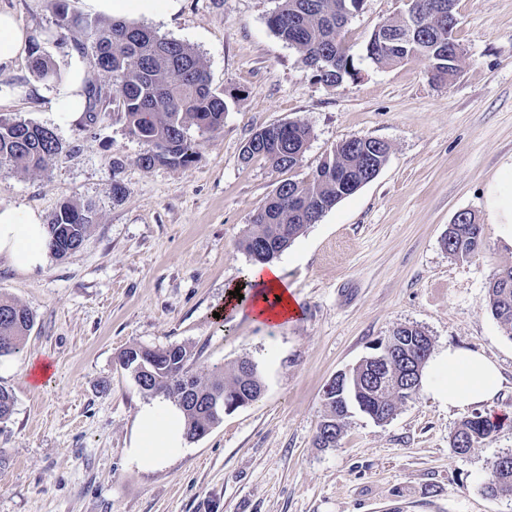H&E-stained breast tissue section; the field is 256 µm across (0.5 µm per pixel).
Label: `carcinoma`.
I'll return each mask as SVG.
<instances>
[{"label": "carcinoma", "mask_w": 512, "mask_h": 512, "mask_svg": "<svg viewBox=\"0 0 512 512\" xmlns=\"http://www.w3.org/2000/svg\"><path fill=\"white\" fill-rule=\"evenodd\" d=\"M361 0H278L268 19L274 34L301 54L305 65H314L315 77L327 86H338L357 76L353 55L346 42L347 14L359 8ZM93 37L92 51L100 56L99 72L112 77V103L123 114L128 133L146 146L139 156L145 170L157 165L186 167L198 154V143L188 131L196 127L202 133H214L224 127L228 103L224 91L212 86L208 70L199 53L190 45L157 35L149 28L125 20L109 23L95 21L85 24ZM455 42L437 43V36L421 30L406 43L400 58L384 51L371 60L380 66L400 64L414 57L429 62L432 80L446 82L448 54ZM32 72L41 80L56 82L60 75L53 62L40 53L39 44L32 47ZM89 121L95 124L105 114L96 111L102 99V87L86 89ZM269 137L279 138L277 153L254 144L256 132L243 147L242 159L255 157L267 160L276 171H290L304 155L310 138L308 125L288 121L263 128ZM64 146L50 128L32 122L0 119V164H9L23 172L47 170L63 152ZM388 151L367 143L366 148H336L306 178L282 181L271 197L252 216V229L240 242L250 258L264 256L270 263L288 248L315 219L333 208L352 192L336 181V173L354 174L364 164L383 165ZM306 211H300V207ZM90 206L65 203L51 217L47 246L58 258L68 250L79 248L91 225L78 224L74 215ZM448 254L468 259L483 247L482 225L468 216L452 225L444 239ZM488 306L505 335L512 340V265L494 275L488 286ZM32 312L23 304L0 296V357L20 352L33 326ZM394 332L405 336V343L396 348L385 376L380 382L371 364L361 360L342 376L336 387L323 392L325 406L315 444L319 448L340 445L345 419L351 407H357L377 423L393 418L398 404L417 395L423 369L431 355L432 338L414 325H401ZM420 362V371L411 376V383L399 393L393 381L406 376L405 357ZM194 353L186 344H172L163 349L131 347L119 355L128 363L127 372L140 391L147 396H162L178 406L185 416V437L189 440L206 434L220 422L224 413L211 409L215 397L226 402H252L260 397L262 380L257 366L248 358L241 359L229 372L215 365L209 376L202 378L193 371ZM15 398L0 386V422L11 417ZM497 424L480 413L463 420L451 444L471 449L490 439ZM483 491L490 497H512V452H504L492 462L490 476Z\"/></svg>", "instance_id": "cac0c4a2"}]
</instances>
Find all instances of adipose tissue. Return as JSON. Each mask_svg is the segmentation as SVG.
Listing matches in <instances>:
<instances>
[{
    "mask_svg": "<svg viewBox=\"0 0 512 512\" xmlns=\"http://www.w3.org/2000/svg\"><path fill=\"white\" fill-rule=\"evenodd\" d=\"M29 34L15 14L0 8V74L10 73L28 47ZM85 68L72 60L57 99V108L70 121L78 120L86 108ZM47 226L40 212L0 203V258L21 272H32L47 262ZM240 297L226 296L225 309L236 317L260 325H278L299 316L292 289L276 264L250 267L240 285ZM430 389L449 407L466 409L492 400L501 390L503 377L498 365L483 354L448 348L434 360ZM184 417L164 399L145 405L136 419L133 442L128 450L133 463L155 470L180 456L184 449Z\"/></svg>",
    "mask_w": 512,
    "mask_h": 512,
    "instance_id": "adipose-tissue-1",
    "label": "adipose tissue"
}]
</instances>
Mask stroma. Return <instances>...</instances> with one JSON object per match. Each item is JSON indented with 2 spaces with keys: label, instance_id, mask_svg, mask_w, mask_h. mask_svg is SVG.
<instances>
[{
  "label": "stroma",
  "instance_id": "stroma-1",
  "mask_svg": "<svg viewBox=\"0 0 512 512\" xmlns=\"http://www.w3.org/2000/svg\"><path fill=\"white\" fill-rule=\"evenodd\" d=\"M276 0H173L134 21L195 48L229 110L188 167L144 170L98 73L86 37L61 26L50 0H0L58 71L72 58L101 85L107 117L61 119L59 86L38 80L29 58L0 74V118L54 129L64 151L41 173L0 165V203L51 218L89 203L82 246L30 273L0 258V294L34 314L21 354L0 358V385L15 405L0 423V512H512L483 485L512 450V340L487 306V287L512 265V234L488 206L512 171V0H456L454 39L463 57L445 83L425 60L380 67L364 44L403 0H362L346 40L359 74L330 87L268 26ZM53 39H46V32ZM300 121L312 132L300 164L274 170L241 159L258 130ZM355 136L385 141L375 180L342 199L276 259L300 314L275 327L225 311L228 288L252 265L240 242L282 180L310 175ZM124 195L114 200L112 187ZM482 224L485 245L458 260L443 245L458 212ZM400 325L431 336L433 354L483 353L504 376L484 416L493 437L456 454L452 437L469 410L428 386L378 423L348 418L335 449L316 447L323 391ZM192 346L195 372L251 359L261 397L225 414L167 466L144 471L127 450L149 404L116 364L125 348Z\"/></svg>",
  "mask_w": 512,
  "mask_h": 512
}]
</instances>
